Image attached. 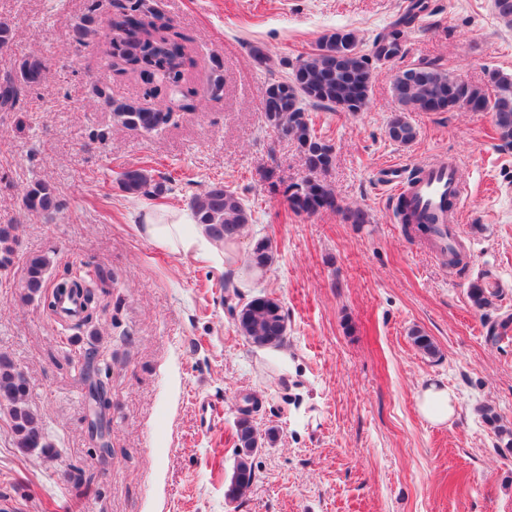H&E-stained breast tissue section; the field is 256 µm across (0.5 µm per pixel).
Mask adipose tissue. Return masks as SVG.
Segmentation results:
<instances>
[{
	"label": "adipose tissue",
	"instance_id": "adipose-tissue-1",
	"mask_svg": "<svg viewBox=\"0 0 512 512\" xmlns=\"http://www.w3.org/2000/svg\"><path fill=\"white\" fill-rule=\"evenodd\" d=\"M140 232L154 245L174 253L191 254L207 261L216 256L205 227L197 224L187 210L170 207L146 210ZM457 405L455 393L440 382L428 385L418 396L421 416L433 424L448 422Z\"/></svg>",
	"mask_w": 512,
	"mask_h": 512
}]
</instances>
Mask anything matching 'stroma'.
Masks as SVG:
<instances>
[{
	"instance_id": "1",
	"label": "stroma",
	"mask_w": 512,
	"mask_h": 512,
	"mask_svg": "<svg viewBox=\"0 0 512 512\" xmlns=\"http://www.w3.org/2000/svg\"><path fill=\"white\" fill-rule=\"evenodd\" d=\"M154 3L190 39L185 80L199 105L147 134L113 120L89 93L101 80L113 95L139 98L141 79L113 74L104 44L72 39L82 15L108 17L110 0H0V20L14 29L0 77L31 53L49 66L19 110L0 112V224L21 226L15 262L0 270V354L27 376V405L59 451L16 448L0 405V512H512V329L487 339L491 322L512 318V150L499 149L490 113H406L392 89L397 71L427 61L476 86L489 69L511 73L512 28L492 0H429L407 31L406 54L376 65L363 111L312 109L333 147L321 179L340 208L305 214L288 206L289 185L307 174L304 155L266 125L264 88L335 29L355 31L369 50L405 0ZM258 49L271 66L257 62ZM216 60L224 92L213 98ZM398 114L417 132L410 144L387 135ZM451 154L468 189L463 268L406 235L395 197L377 181L384 164L410 174ZM130 166L147 169L163 192H124L118 175ZM35 181L56 190L53 222L22 210ZM217 182L252 212L224 262L159 249L137 231L141 210L188 207ZM350 206L365 209L369 223H347ZM262 237L274 261L247 270L242 258ZM32 254L49 257L50 285L75 275L92 284L97 267L111 270L86 322H61L46 293L29 294ZM477 279L493 294L483 310L468 297ZM259 294L284 306L287 362L273 363L236 329L235 307ZM417 330L435 355L414 345ZM91 346L108 372L106 458L89 431L78 361ZM430 381L459 401L442 425L416 406ZM248 396L258 402L253 425L274 439L253 457L251 489L233 500L235 426Z\"/></svg>"
}]
</instances>
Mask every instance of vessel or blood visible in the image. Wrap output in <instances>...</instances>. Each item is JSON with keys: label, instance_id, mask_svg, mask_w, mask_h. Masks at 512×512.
Listing matches in <instances>:
<instances>
[{"label": "vessel or blood", "instance_id": "obj_1", "mask_svg": "<svg viewBox=\"0 0 512 512\" xmlns=\"http://www.w3.org/2000/svg\"><path fill=\"white\" fill-rule=\"evenodd\" d=\"M458 171L459 164L453 156L420 165L417 177L411 181L404 179L401 165L383 168L384 190L394 196H406L420 220L434 226L429 246L438 254L461 242V202L467 189Z\"/></svg>", "mask_w": 512, "mask_h": 512}]
</instances>
